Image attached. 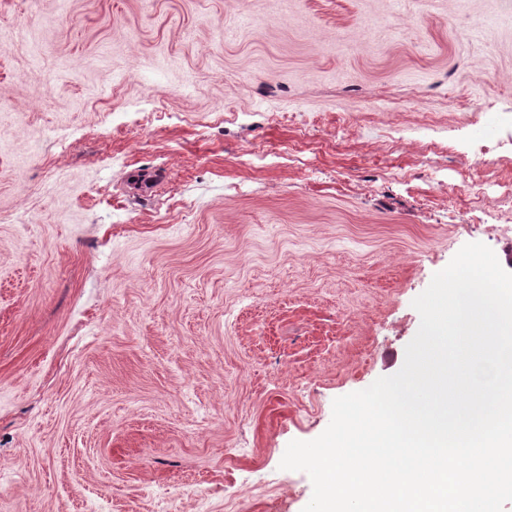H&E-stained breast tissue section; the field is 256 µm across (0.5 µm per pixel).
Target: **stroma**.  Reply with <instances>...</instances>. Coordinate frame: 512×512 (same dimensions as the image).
<instances>
[{
  "label": "stroma",
  "instance_id": "35a3bbf8",
  "mask_svg": "<svg viewBox=\"0 0 512 512\" xmlns=\"http://www.w3.org/2000/svg\"><path fill=\"white\" fill-rule=\"evenodd\" d=\"M472 242L512 0H0V512H303Z\"/></svg>",
  "mask_w": 512,
  "mask_h": 512
}]
</instances>
